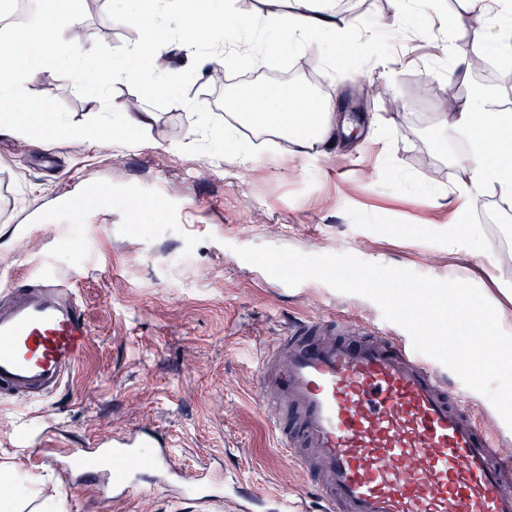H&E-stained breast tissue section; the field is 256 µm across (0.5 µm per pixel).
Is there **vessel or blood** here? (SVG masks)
<instances>
[{"label":"vessel or blood","mask_w":512,"mask_h":512,"mask_svg":"<svg viewBox=\"0 0 512 512\" xmlns=\"http://www.w3.org/2000/svg\"><path fill=\"white\" fill-rule=\"evenodd\" d=\"M0 397L47 400L66 384L90 340L86 312L58 274L0 288ZM331 318L290 321L269 344L257 378L260 402L297 467L318 472L317 512H512V461L499 433L482 427L445 371L391 331L349 328ZM111 456L127 478L141 468L177 472L171 445L143 429L68 451V468L94 478L88 461Z\"/></svg>","instance_id":"vessel-or-blood-1"}]
</instances>
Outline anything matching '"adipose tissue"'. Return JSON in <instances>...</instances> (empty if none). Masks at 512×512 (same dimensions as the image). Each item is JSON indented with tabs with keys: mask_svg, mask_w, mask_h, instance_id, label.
Segmentation results:
<instances>
[{
	"mask_svg": "<svg viewBox=\"0 0 512 512\" xmlns=\"http://www.w3.org/2000/svg\"><path fill=\"white\" fill-rule=\"evenodd\" d=\"M267 21L288 26L289 41L300 47L320 37L355 53L372 45L369 32L360 30L356 20L340 16L332 0H267ZM288 4L281 12L280 4ZM474 20V37L495 46L503 57L512 56V0H468ZM180 34L170 37L167 28L144 25L140 39L129 50L124 68L98 67L83 41L73 36L74 26L67 9L36 13L23 27L12 33L8 49L0 51V100L13 107L10 118L0 117V133L40 148H62L75 138L93 140L95 131H77L68 123L53 118L50 105L30 98L25 88L47 64H64L76 71L97 69V93H104L115 80L142 79L146 90L159 84L166 72L157 53L164 41L174 39L179 69L205 79L214 63L234 55L250 66H258L263 52L253 49L247 37L232 45L218 42L204 46L197 29L212 31L211 21L172 13ZM250 107L245 112L229 113L228 125L242 124L252 132L289 142L288 156L311 154L333 145L346 123L329 102H315L301 94H286L266 85L253 87ZM441 122L460 133L471 134V161L461 170L455 189L459 200H472L486 186H493L503 204L512 206V113L499 108L496 101L480 96L467 102L461 111L443 113Z\"/></svg>",
	"mask_w": 512,
	"mask_h": 512,
	"instance_id": "adipose-tissue-1",
	"label": "adipose tissue"
}]
</instances>
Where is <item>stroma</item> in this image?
Listing matches in <instances>:
<instances>
[{
	"label": "stroma",
	"instance_id": "35a3bbf8",
	"mask_svg": "<svg viewBox=\"0 0 512 512\" xmlns=\"http://www.w3.org/2000/svg\"><path fill=\"white\" fill-rule=\"evenodd\" d=\"M448 19L425 33L411 23L386 31L391 0H337L382 38L370 52L330 66L329 46L289 47L285 30H263L260 73H286L285 92L328 100L338 111L363 106L369 124L355 145L337 142L325 154L283 160L285 143L243 128L226 134L213 114V79L173 76L163 93L147 95L135 79L113 83L92 99L86 77L47 66L29 83L76 129L102 125L94 143L76 140L46 151L0 136V283L53 265L69 280L90 324L89 345L69 381L46 402L0 401V472L32 476L36 501L61 499L66 512H213L181 500L151 474L126 500L104 499L92 483L66 491V454L113 433L144 428L170 442L182 478H201L203 493L234 488L265 498L313 496L309 474L286 461L258 400L256 362L266 341L288 321L338 316L376 326L372 300L310 279L283 291L237 248L288 247L309 255L349 253L361 260L439 280L463 277L477 288L512 277V221L489 223L502 204L479 195L458 214L453 191L469 154L458 134L439 123L444 94L456 84L461 101L485 92L512 106V63L503 76L473 70L477 49L464 0H447ZM103 64L123 65L138 27L152 23L150 0H69ZM385 94H377V87ZM182 98L204 114L205 134L175 107ZM154 113L136 135L114 137L129 100ZM251 149L255 162L236 163ZM84 222L65 229L56 217L65 200L92 187ZM152 191L154 207L131 215L133 194ZM466 219L479 230L476 261L448 250V226Z\"/></svg>",
	"mask_w": 512,
	"mask_h": 512
}]
</instances>
